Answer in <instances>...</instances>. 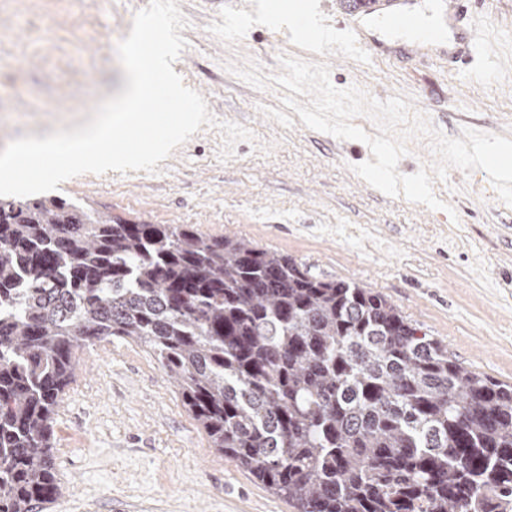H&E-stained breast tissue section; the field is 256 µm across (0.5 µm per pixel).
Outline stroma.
Here are the masks:
<instances>
[{
    "mask_svg": "<svg viewBox=\"0 0 512 512\" xmlns=\"http://www.w3.org/2000/svg\"><path fill=\"white\" fill-rule=\"evenodd\" d=\"M177 0L187 26L179 65L214 124L156 172L83 174L56 196L150 224H191L288 255L310 275L355 282L394 303L465 367L512 384V207L487 174L453 168L433 191L440 209L389 197L353 171L368 146L308 129L274 84L280 56L323 62L336 88L403 96L452 138L471 128L512 139V0H471L481 31L472 64L339 53L333 0ZM142 0H0V149L86 124L121 93L116 46ZM258 65L257 89L238 69ZM247 127L222 158L218 122ZM453 207L457 221L446 218ZM80 370L53 422L62 488L45 512H291L209 447L147 348L115 338L77 353Z\"/></svg>",
    "mask_w": 512,
    "mask_h": 512,
    "instance_id": "stroma-1",
    "label": "stroma"
}]
</instances>
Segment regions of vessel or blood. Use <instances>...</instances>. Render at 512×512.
<instances>
[{
	"label": "vessel or blood",
	"mask_w": 512,
	"mask_h": 512,
	"mask_svg": "<svg viewBox=\"0 0 512 512\" xmlns=\"http://www.w3.org/2000/svg\"><path fill=\"white\" fill-rule=\"evenodd\" d=\"M415 5V0H341L340 15L356 39L373 50L378 46L371 32L374 14H381L392 27L403 29L413 22ZM434 9L448 27L447 44L416 38L406 47L408 56L435 57L452 67L468 63L478 36L467 18L464 0H435Z\"/></svg>",
	"instance_id": "vessel-or-blood-1"
}]
</instances>
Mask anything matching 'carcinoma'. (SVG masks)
<instances>
[{"label": "carcinoma", "mask_w": 512, "mask_h": 512, "mask_svg": "<svg viewBox=\"0 0 512 512\" xmlns=\"http://www.w3.org/2000/svg\"><path fill=\"white\" fill-rule=\"evenodd\" d=\"M114 336L293 512H512V386L383 294L244 238L17 196H0V512L61 496L55 409L78 350Z\"/></svg>", "instance_id": "1"}]
</instances>
